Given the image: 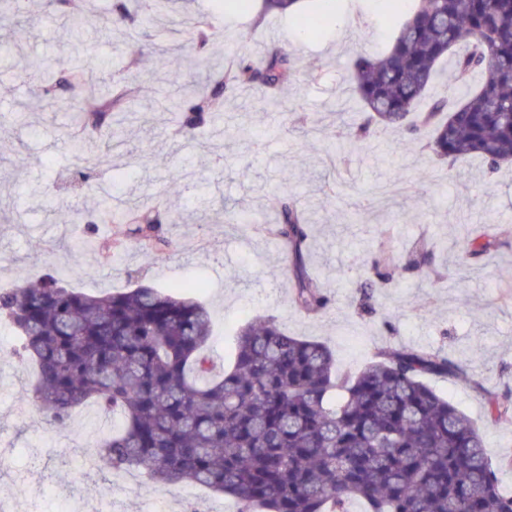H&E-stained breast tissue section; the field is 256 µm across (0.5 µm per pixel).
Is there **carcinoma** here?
<instances>
[{"label":"carcinoma","mask_w":512,"mask_h":512,"mask_svg":"<svg viewBox=\"0 0 512 512\" xmlns=\"http://www.w3.org/2000/svg\"><path fill=\"white\" fill-rule=\"evenodd\" d=\"M175 0H135L131 34H146L170 80L189 68L198 77L212 70L205 48L224 36L202 17L183 32L195 53L171 65L173 31L157 21ZM57 19L79 38L85 14L53 0ZM32 21L25 0H0V25ZM314 34L324 16H298ZM382 22L395 30L383 52L354 59L344 83L358 95L363 119L345 142L361 150L391 130L409 137L432 130L424 144L437 160L477 157L490 172L512 164V0H418L404 15ZM454 52L448 97L430 98L438 64ZM67 68L72 84L99 88L96 103L76 96L63 102L80 123L98 129L95 140H69L68 152L85 162L72 172L85 185L88 171L123 143V131L101 123L127 97L113 81L111 59L93 66L75 58L32 59L34 97L57 101V73ZM294 54L273 48L240 59L224 81L201 91L188 84L179 98L161 102L186 133L224 116V91L260 84L284 88L300 80ZM99 211L130 225L146 254L171 247L151 208L112 213V196ZM283 248L282 271L292 282V300L305 314H319L329 298L307 271V211L294 198L279 202L275 228ZM379 256L374 277L359 285L363 303L394 280L396 271L433 265L434 247L407 266L386 261L391 226L377 225ZM501 246L494 233L469 232L466 255L479 258ZM186 286H139L92 295L62 284L53 272L38 281L0 291V316L18 338L17 356L38 367L23 399L58 423L94 405L112 416L98 435L95 457L113 472L143 471L164 484L192 483L230 498L236 512H512V491L501 472L512 457L492 464L470 418L428 384L432 378H466V369L442 350L385 347L376 360L350 375L336 371L321 342L291 336L273 318L251 322L236 334L228 366L212 374L206 351L208 309L183 296ZM490 412L512 409V392L476 385Z\"/></svg>","instance_id":"1"}]
</instances>
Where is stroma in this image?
<instances>
[{"mask_svg": "<svg viewBox=\"0 0 512 512\" xmlns=\"http://www.w3.org/2000/svg\"><path fill=\"white\" fill-rule=\"evenodd\" d=\"M113 2L87 0L89 25L79 42L52 19L48 0H29L33 23L24 53L0 29V201L8 205L0 218V288L65 268L72 271L70 287L96 295L197 283L195 296L211 316L209 351L221 364L237 330L267 318L291 335L327 345L342 373L360 370L386 346L441 349L466 366L471 382L437 379L436 390L474 422L491 461L512 455V413L489 416L471 388L475 382L512 388V166L490 173L476 159L442 164L406 137L331 153L336 130L359 116L357 97L342 82L345 68L361 51L390 44L393 35L378 20L396 7L408 12L411 0H299V11L331 17L315 38L301 35L291 14L264 13L262 0H251L245 13L219 8V0H178L180 18L208 17L238 42L236 53L223 41L213 43L221 64L240 53L256 58L273 48L299 50L301 80L281 92L287 127L271 118L256 123L257 90L226 93V134L220 138L205 127L187 140L174 135L167 114L138 112L127 125L125 156L97 169L90 186L77 187L68 182L73 161L57 135L64 114L34 100L23 56L77 53L90 64L113 56L126 64L123 76L140 97L164 98L171 88L156 67L151 39L132 42L124 27L101 25ZM20 112L29 114L31 127L16 121ZM309 117L323 135L307 134ZM239 128L254 129V137H236ZM18 151L28 162L16 168L9 161ZM105 194L120 208L133 201L163 214L182 212L183 223L166 227L179 248L145 255L124 224L95 226L89 245L79 248L71 227L55 223L53 214L91 211ZM285 196L312 212L307 269L330 298L318 315L296 310L279 273L283 253L273 230L276 200ZM228 211L242 223L224 224ZM464 221L496 227L500 250L462 261ZM379 224L391 225L400 260L419 243L434 245V263L448 269L447 282L403 273L363 310L358 284L372 274L368 259ZM15 344L12 328L0 322V502H9L13 512H97L109 499L117 512H180L190 499L205 512H234L223 494L194 484L165 485L140 471L113 474L91 460L98 408L86 406L60 424L22 403L34 368L11 358Z\"/></svg>", "mask_w": 512, "mask_h": 512, "instance_id": "stroma-1", "label": "stroma"}]
</instances>
